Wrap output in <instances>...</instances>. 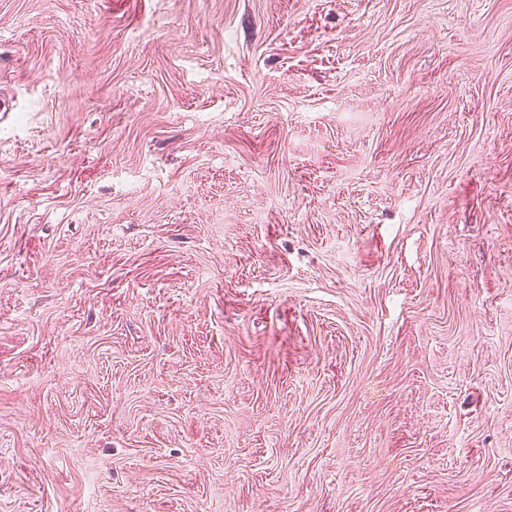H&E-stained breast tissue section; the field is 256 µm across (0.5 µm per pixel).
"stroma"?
I'll list each match as a JSON object with an SVG mask.
<instances>
[{
    "label": "stroma",
    "mask_w": 512,
    "mask_h": 512,
    "mask_svg": "<svg viewBox=\"0 0 512 512\" xmlns=\"http://www.w3.org/2000/svg\"><path fill=\"white\" fill-rule=\"evenodd\" d=\"M0 512H512V0H0Z\"/></svg>",
    "instance_id": "35a3bbf8"
}]
</instances>
